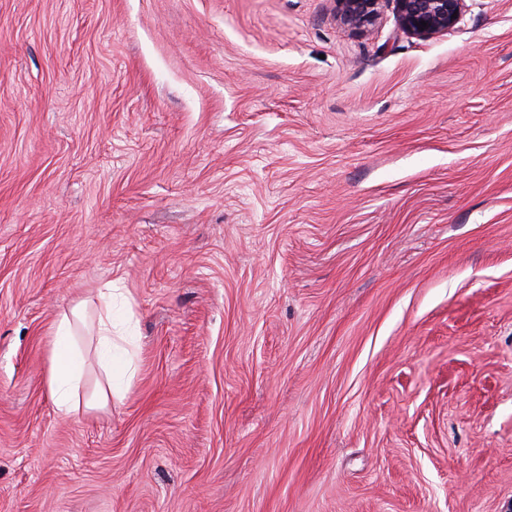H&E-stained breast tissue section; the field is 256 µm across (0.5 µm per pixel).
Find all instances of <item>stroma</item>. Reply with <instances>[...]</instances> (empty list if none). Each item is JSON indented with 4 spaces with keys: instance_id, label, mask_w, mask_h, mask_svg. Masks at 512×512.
I'll use <instances>...</instances> for the list:
<instances>
[{
    "instance_id": "stroma-1",
    "label": "stroma",
    "mask_w": 512,
    "mask_h": 512,
    "mask_svg": "<svg viewBox=\"0 0 512 512\" xmlns=\"http://www.w3.org/2000/svg\"><path fill=\"white\" fill-rule=\"evenodd\" d=\"M511 507L512 0H0V512ZM383 0H336V20L356 33H367L381 15ZM394 1L398 28L417 38L458 29L468 11L467 0ZM454 13H457V18H452ZM421 21H425L427 26L421 27ZM112 283L101 288L99 293L100 316L97 325L98 343L103 348L102 365L109 377L108 394L105 392L97 400L87 403V408H93L99 403H106L109 397L117 396V389L112 388V341L114 337L124 339L126 336H112V295L114 290ZM109 395V396H108ZM72 325L65 317L57 325L51 356L49 384L54 404L63 416L80 409L79 355L72 346Z\"/></svg>"
}]
</instances>
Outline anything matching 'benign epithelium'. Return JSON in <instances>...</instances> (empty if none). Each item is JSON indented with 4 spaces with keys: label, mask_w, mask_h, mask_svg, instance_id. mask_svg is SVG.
I'll return each mask as SVG.
<instances>
[{
    "label": "benign epithelium",
    "mask_w": 512,
    "mask_h": 512,
    "mask_svg": "<svg viewBox=\"0 0 512 512\" xmlns=\"http://www.w3.org/2000/svg\"><path fill=\"white\" fill-rule=\"evenodd\" d=\"M383 0H336V20L342 26L364 34L370 31L381 15ZM398 28L413 37L456 30L468 11L467 0H395ZM427 26H421V22Z\"/></svg>",
    "instance_id": "1"
}]
</instances>
